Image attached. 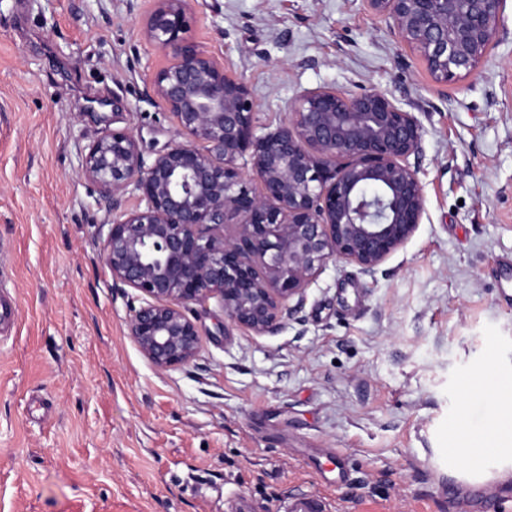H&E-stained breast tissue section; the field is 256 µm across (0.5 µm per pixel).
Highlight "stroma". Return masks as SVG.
Masks as SVG:
<instances>
[{"label": "stroma", "instance_id": "obj_1", "mask_svg": "<svg viewBox=\"0 0 512 512\" xmlns=\"http://www.w3.org/2000/svg\"><path fill=\"white\" fill-rule=\"evenodd\" d=\"M153 0H0V512H512L488 380L512 379V0L478 72L441 89L360 0H191L190 35L251 88L260 126L295 95L374 87L414 112L426 210L375 276L329 262L297 319L251 336L217 300L161 370L126 320L83 156L131 129L145 162L184 142L149 89ZM495 449L477 471L464 436ZM283 512H325L324 500L314 495H297L288 498Z\"/></svg>", "mask_w": 512, "mask_h": 512}]
</instances>
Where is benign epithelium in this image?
I'll return each instance as SVG.
<instances>
[{"instance_id": "obj_1", "label": "benign epithelium", "mask_w": 512, "mask_h": 512, "mask_svg": "<svg viewBox=\"0 0 512 512\" xmlns=\"http://www.w3.org/2000/svg\"><path fill=\"white\" fill-rule=\"evenodd\" d=\"M153 2L144 36L168 60L150 87L188 142L148 164L132 131L107 129L83 169L105 212L102 253L113 284L145 296L128 334L167 370L198 352L188 305L216 299L232 326L273 335L330 261L374 275L415 235L426 200L410 162L422 126L391 95L305 89L285 122L260 133L245 81L190 37L189 0ZM361 2L444 88L478 71L506 0ZM131 189L134 207L126 206Z\"/></svg>"}]
</instances>
